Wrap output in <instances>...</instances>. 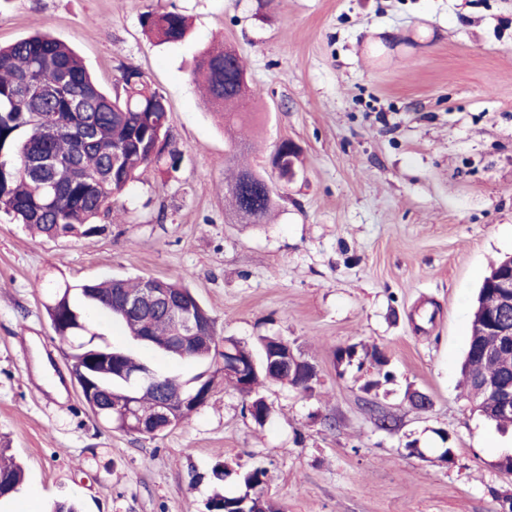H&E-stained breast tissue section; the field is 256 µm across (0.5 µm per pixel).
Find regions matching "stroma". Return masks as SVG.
Here are the masks:
<instances>
[{
	"label": "stroma",
	"mask_w": 512,
	"mask_h": 512,
	"mask_svg": "<svg viewBox=\"0 0 512 512\" xmlns=\"http://www.w3.org/2000/svg\"><path fill=\"white\" fill-rule=\"evenodd\" d=\"M147 11L186 16L161 45ZM47 32L106 91L124 67L170 107L177 169L140 174L87 237L49 239L0 213V452L25 471L0 512L77 502L83 512H207L237 484L216 464L268 469L280 512H505L512 429L476 411L460 373L478 289L512 254V0H0V43ZM258 93L243 162L301 150L274 213L229 211V146L190 77L216 34ZM181 280L218 336H280L315 364L312 394L271 384L264 425L216 378L206 404L154 436L99 421L53 331L44 281ZM374 346L391 379L337 365ZM427 394V409L412 391ZM452 461H442L444 448ZM358 344H351L345 347H339L336 349V362L338 365H344L345 367L356 366L358 370L362 368L365 361L374 363L377 367L378 378L375 380H369L362 386V390L365 393H369L374 387L376 390L384 382H388L390 378V372L384 371V367L388 365L387 358L377 348L368 350L364 347L358 349Z\"/></svg>",
	"instance_id": "obj_1"
}]
</instances>
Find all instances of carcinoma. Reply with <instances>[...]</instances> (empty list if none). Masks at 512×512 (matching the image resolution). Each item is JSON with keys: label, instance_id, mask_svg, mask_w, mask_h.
Wrapping results in <instances>:
<instances>
[{"label": "carcinoma", "instance_id": "obj_1", "mask_svg": "<svg viewBox=\"0 0 512 512\" xmlns=\"http://www.w3.org/2000/svg\"><path fill=\"white\" fill-rule=\"evenodd\" d=\"M144 29L158 42L178 44L188 32L186 19L177 12L147 11L141 16ZM192 78L203 85L205 102L215 112L224 113V129L231 131L244 121L246 105L254 101L256 92L248 85L237 64L235 51L226 47L205 51L196 59ZM169 107L166 98L144 79L143 73L127 67L120 78V90L110 95L88 71L82 59L66 43L46 34L21 38L0 45V212L19 224L33 228L48 238L87 236L97 230L96 221L112 214V200L122 195L140 171L147 168L174 170L180 161L178 150L163 157L153 152L154 133L169 131ZM262 173L242 170L226 182L225 197L233 211L251 223L265 221L274 207L275 192L262 190L248 202L237 188L247 180L258 182ZM503 267L498 261L484 278L471 321L468 349L462 375L469 391L477 396L475 409L498 425L512 424V412H498L492 396L483 388L488 378L512 375V347L501 349L493 357L483 350L496 347V337L482 336L477 324L481 313L495 301L491 280ZM143 278L111 279L81 285L53 282L47 315L56 335L71 340L73 373H80L84 358L97 349L109 346L86 320L83 308L101 310L120 322L132 340L144 339L142 346L153 348L174 362L190 361L209 365L225 351L247 364L251 349L231 338L224 339V350H218L215 326H210V344H196L181 357L165 350L178 328L165 313L151 312L142 316L126 308V296L141 288ZM158 290L180 298L196 311H205L190 289L162 279H152ZM124 354L117 365H102L95 371L101 384L112 388L119 400L127 390L120 375H139L149 365L130 349H113ZM370 361L377 367L378 378L366 382V393L389 381L384 370L387 358L376 348L368 350L356 344L336 349V362L346 367L362 368ZM216 373L205 369L184 378L170 372L154 371L160 389L170 395L184 389L190 394H209ZM286 383L301 390L299 372L292 373L269 367L251 374L253 388L248 411L258 425L265 424L269 412L260 389L269 380ZM0 475L19 490L24 473L16 464L0 463ZM218 481L233 479L244 485L238 495L217 494L208 509L216 512H278L262 495L267 469L254 466L244 471L231 470L224 463L212 470Z\"/></svg>", "mask_w": 512, "mask_h": 512}]
</instances>
